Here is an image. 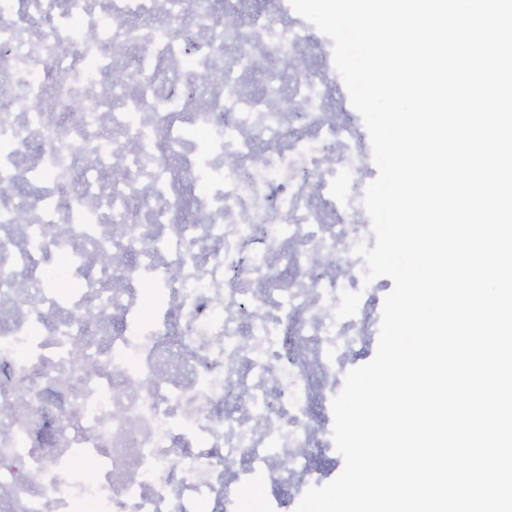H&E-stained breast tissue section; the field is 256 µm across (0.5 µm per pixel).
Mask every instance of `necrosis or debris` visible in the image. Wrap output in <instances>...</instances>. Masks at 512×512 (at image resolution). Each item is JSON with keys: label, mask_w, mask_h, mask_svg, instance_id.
<instances>
[{"label": "necrosis or debris", "mask_w": 512, "mask_h": 512, "mask_svg": "<svg viewBox=\"0 0 512 512\" xmlns=\"http://www.w3.org/2000/svg\"><path fill=\"white\" fill-rule=\"evenodd\" d=\"M236 2L0 0V512H215L239 493L216 479L239 456L264 463L272 442L295 473L317 450L327 397L308 403V384L353 333L328 310L366 230L307 201L337 142L351 169L364 159L316 111L284 124L269 100L227 94ZM305 127L315 148L294 136ZM260 139L288 148L225 177ZM287 232L303 244L297 321L272 300L279 271L248 262ZM64 256L66 288L50 276ZM242 275L265 287L251 308L224 290ZM147 290L162 298L148 321ZM300 337L318 359L294 358ZM243 350L260 371L226 389L224 359Z\"/></svg>", "instance_id": "necrosis-or-debris-1"}]
</instances>
